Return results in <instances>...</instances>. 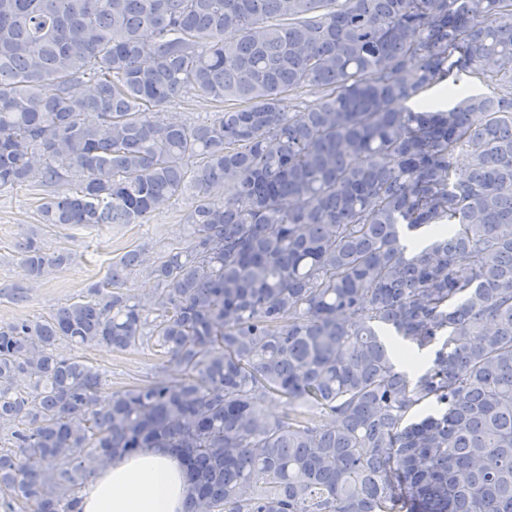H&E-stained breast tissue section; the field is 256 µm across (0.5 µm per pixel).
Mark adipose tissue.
<instances>
[{
	"instance_id": "ef3b65f1",
	"label": "adipose tissue",
	"mask_w": 512,
	"mask_h": 512,
	"mask_svg": "<svg viewBox=\"0 0 512 512\" xmlns=\"http://www.w3.org/2000/svg\"><path fill=\"white\" fill-rule=\"evenodd\" d=\"M183 468L161 448L115 458L84 492L82 512H181Z\"/></svg>"
}]
</instances>
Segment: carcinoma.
I'll return each instance as SVG.
<instances>
[{
	"label": "carcinoma",
	"mask_w": 512,
	"mask_h": 512,
	"mask_svg": "<svg viewBox=\"0 0 512 512\" xmlns=\"http://www.w3.org/2000/svg\"><path fill=\"white\" fill-rule=\"evenodd\" d=\"M185 95L224 111L158 112ZM34 180L49 228L195 201L183 241L0 322V512H80L81 456L143 448L179 459L184 512H512V0H0V189ZM19 256L73 262L36 233ZM96 345L177 374L103 403ZM452 86V78L450 77L448 80L439 84L438 86L433 87L432 89L422 93L418 98L411 100V102L407 103V106L415 108L423 103H429L431 106H440V107H452L458 99L451 97L448 94V88ZM419 99L418 102H416ZM416 102V103H415Z\"/></svg>",
	"instance_id": "cac0c4a2"
}]
</instances>
